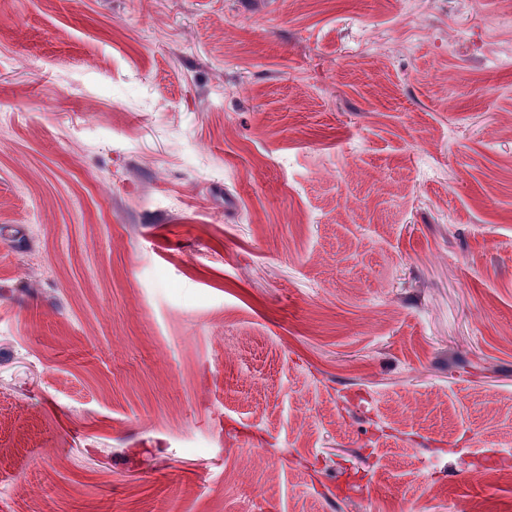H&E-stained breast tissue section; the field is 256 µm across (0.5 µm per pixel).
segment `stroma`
Here are the masks:
<instances>
[{
	"label": "stroma",
	"mask_w": 512,
	"mask_h": 512,
	"mask_svg": "<svg viewBox=\"0 0 512 512\" xmlns=\"http://www.w3.org/2000/svg\"><path fill=\"white\" fill-rule=\"evenodd\" d=\"M512 0H0V512H512Z\"/></svg>",
	"instance_id": "stroma-1"
}]
</instances>
